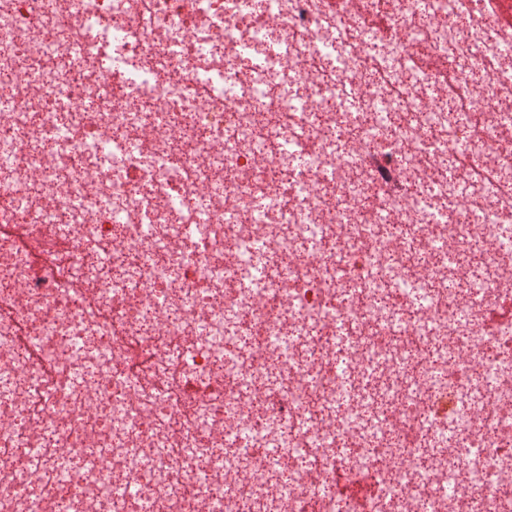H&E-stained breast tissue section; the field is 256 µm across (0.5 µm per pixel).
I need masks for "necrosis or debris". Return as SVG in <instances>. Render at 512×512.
<instances>
[{
  "label": "necrosis or debris",
  "mask_w": 512,
  "mask_h": 512,
  "mask_svg": "<svg viewBox=\"0 0 512 512\" xmlns=\"http://www.w3.org/2000/svg\"><path fill=\"white\" fill-rule=\"evenodd\" d=\"M506 37L483 0H0V512H512Z\"/></svg>",
  "instance_id": "necrosis-or-debris-1"
}]
</instances>
